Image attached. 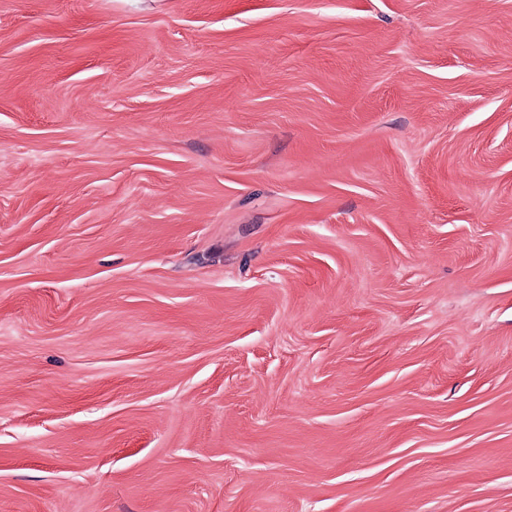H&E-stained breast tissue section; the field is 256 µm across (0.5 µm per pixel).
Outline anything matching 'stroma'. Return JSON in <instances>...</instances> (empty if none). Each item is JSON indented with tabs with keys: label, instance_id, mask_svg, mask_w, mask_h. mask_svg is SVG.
<instances>
[{
	"label": "stroma",
	"instance_id": "stroma-1",
	"mask_svg": "<svg viewBox=\"0 0 512 512\" xmlns=\"http://www.w3.org/2000/svg\"><path fill=\"white\" fill-rule=\"evenodd\" d=\"M0 512H512V0H0Z\"/></svg>",
	"mask_w": 512,
	"mask_h": 512
}]
</instances>
